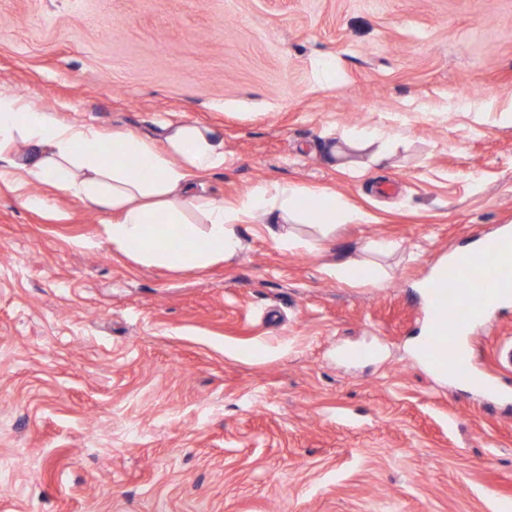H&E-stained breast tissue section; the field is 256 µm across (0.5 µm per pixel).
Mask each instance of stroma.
<instances>
[{
	"label": "stroma",
	"instance_id": "35a3bbf8",
	"mask_svg": "<svg viewBox=\"0 0 512 512\" xmlns=\"http://www.w3.org/2000/svg\"><path fill=\"white\" fill-rule=\"evenodd\" d=\"M0 88L107 136L210 127L225 203L277 180L365 215L174 271L0 176V512H512V401L410 352L422 282L512 229V0H0ZM373 127L384 160L326 153ZM466 342L512 386V299Z\"/></svg>",
	"mask_w": 512,
	"mask_h": 512
}]
</instances>
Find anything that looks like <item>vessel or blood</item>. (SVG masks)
Instances as JSON below:
<instances>
[{"label":"vessel or blood","instance_id":"b4317fda","mask_svg":"<svg viewBox=\"0 0 512 512\" xmlns=\"http://www.w3.org/2000/svg\"><path fill=\"white\" fill-rule=\"evenodd\" d=\"M512 288V256L459 257L440 269L436 288L427 293L425 362L432 368L457 347L462 331L476 323L484 306Z\"/></svg>","mask_w":512,"mask_h":512}]
</instances>
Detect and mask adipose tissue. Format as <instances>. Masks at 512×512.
Instances as JSON below:
<instances>
[{
  "label": "adipose tissue",
  "instance_id": "ef3b65f1",
  "mask_svg": "<svg viewBox=\"0 0 512 512\" xmlns=\"http://www.w3.org/2000/svg\"><path fill=\"white\" fill-rule=\"evenodd\" d=\"M102 138L92 126L60 124L48 109L0 92V152L21 148L10 165L92 207L117 211L107 238L143 263L187 270L232 258L243 248L239 224L272 213L285 222L314 218L319 239L333 230L329 218L361 217L336 194L291 183L261 184L231 205L206 195L193 174L224 164V145L206 127L168 123L155 138L116 131L108 155L97 148Z\"/></svg>",
  "mask_w": 512,
  "mask_h": 512
}]
</instances>
